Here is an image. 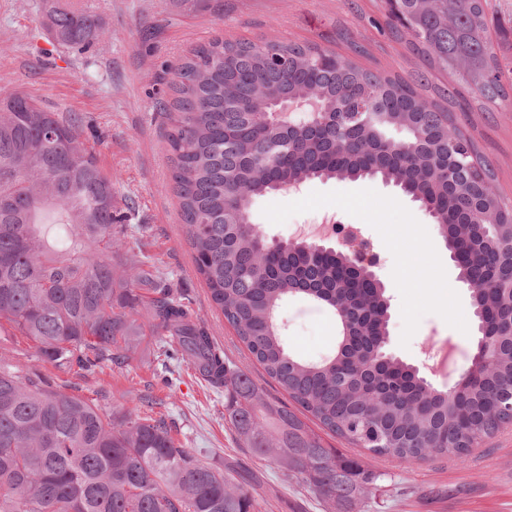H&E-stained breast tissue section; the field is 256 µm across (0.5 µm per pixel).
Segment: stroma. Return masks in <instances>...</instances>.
Instances as JSON below:
<instances>
[{"mask_svg": "<svg viewBox=\"0 0 512 512\" xmlns=\"http://www.w3.org/2000/svg\"><path fill=\"white\" fill-rule=\"evenodd\" d=\"M104 30L90 49L58 42L47 25L52 0H0V91L33 98L62 118H81L99 168L112 178L116 210L124 218L123 257L181 289L194 320L206 323L227 358L248 370L266 398L288 402L255 364L235 331L207 297L170 181V123L159 107L172 66L213 38L257 43L317 44L358 66L410 78L424 64L404 42L379 33L380 0H84ZM491 164L492 186L512 202V95L494 111L455 115ZM361 229L381 259L377 276L390 303L389 353L420 369L439 387L467 371L478 336L469 290L432 217L381 180L306 182L299 194L281 191L253 200L251 222L269 241L292 240L293 226L325 216ZM427 245L414 247L413 235ZM435 267L426 288L405 283L404 264ZM455 295L454 311L443 300ZM287 348L307 361L336 344V317L325 307L291 297L275 312ZM0 356L24 369L40 368L65 392L96 400L112 415L159 402L176 442L205 464L234 477H252L265 512H335L273 459L253 457L224 420V393L186 365L162 363L156 340L145 336L127 366L102 373L57 372L40 363L33 342L0 326ZM379 473L375 494L354 512H512V425L479 441L466 462L431 456L407 465L365 457Z\"/></svg>", "mask_w": 512, "mask_h": 512, "instance_id": "35a3bbf8", "label": "stroma"}]
</instances>
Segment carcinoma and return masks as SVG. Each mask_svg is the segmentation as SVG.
Instances as JSON below:
<instances>
[{
	"instance_id": "cac0c4a2",
	"label": "carcinoma",
	"mask_w": 512,
	"mask_h": 512,
	"mask_svg": "<svg viewBox=\"0 0 512 512\" xmlns=\"http://www.w3.org/2000/svg\"><path fill=\"white\" fill-rule=\"evenodd\" d=\"M489 0H398L392 35L454 83L429 88L362 69L315 44L216 38L179 59L160 102L172 190L195 274L253 362L298 405L264 398L250 372L225 359L209 329L186 318L184 297L117 254L112 179L82 140L81 120L62 119L29 97L0 93V320L63 373L124 366L145 330L159 355L180 359L224 389V420L258 458L272 457L337 512L379 475L327 447L299 414H311L351 448L400 463L432 455L463 462L483 438L512 424L495 409L512 395V204L491 196L495 174L455 129L453 109L470 89L480 110L508 97L487 21ZM56 39L94 40L98 20L71 3L48 12ZM433 92L427 101L426 91ZM303 92L322 123L271 134L251 123L273 102ZM363 108L367 120L354 112ZM395 128L411 148H391ZM319 178L379 179L431 213L449 252L460 251L481 331L496 344L494 370L469 372L444 390L412 366L382 356L390 336L385 288L344 252L297 241L269 247L250 223L253 199ZM334 310L335 351L319 362L291 353L274 313L290 296ZM148 310L147 327L133 318ZM0 512H262L224 471L175 443L162 418L133 409L116 419L54 386L38 369L0 360Z\"/></svg>"
}]
</instances>
